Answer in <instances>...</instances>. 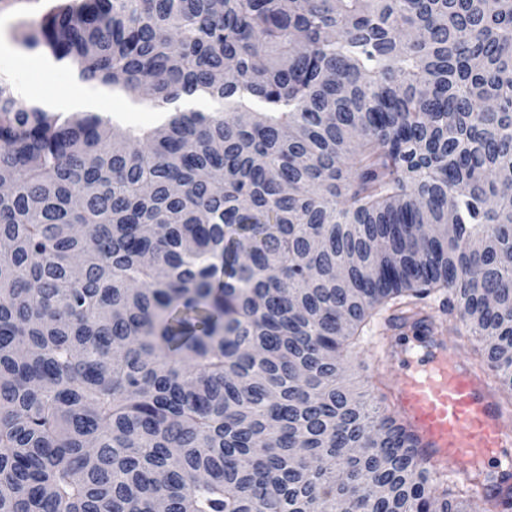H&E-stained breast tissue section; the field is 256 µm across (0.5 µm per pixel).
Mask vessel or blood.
<instances>
[{
    "label": "vessel or blood",
    "instance_id": "1",
    "mask_svg": "<svg viewBox=\"0 0 512 512\" xmlns=\"http://www.w3.org/2000/svg\"><path fill=\"white\" fill-rule=\"evenodd\" d=\"M412 348L392 389L406 427L431 466L464 476L512 446V427L494 384L457 358L430 322L417 323Z\"/></svg>",
    "mask_w": 512,
    "mask_h": 512
}]
</instances>
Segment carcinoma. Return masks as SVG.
<instances>
[{
    "label": "carcinoma",
    "instance_id": "1",
    "mask_svg": "<svg viewBox=\"0 0 512 512\" xmlns=\"http://www.w3.org/2000/svg\"><path fill=\"white\" fill-rule=\"evenodd\" d=\"M0 77V512H504L346 362L446 305L512 396V0H55ZM51 1L0 0V41L8 42L17 53L37 62L34 67L19 71L5 61L1 62L0 58V74L12 78L22 99H38L50 109L69 115L71 112L61 106L62 100L73 87H79L82 83L74 80L68 71L49 66L43 55L22 44V34L39 21ZM41 97L55 99V103L44 101ZM112 90L100 86L90 85L81 93L74 96L66 106L75 111L98 112L105 102L112 103V115L102 113L112 118L113 123L121 128H146L156 126L158 122L157 112L143 109L139 112H131L127 108V102L117 97L112 101Z\"/></svg>",
    "mask_w": 512,
    "mask_h": 512
}]
</instances>
